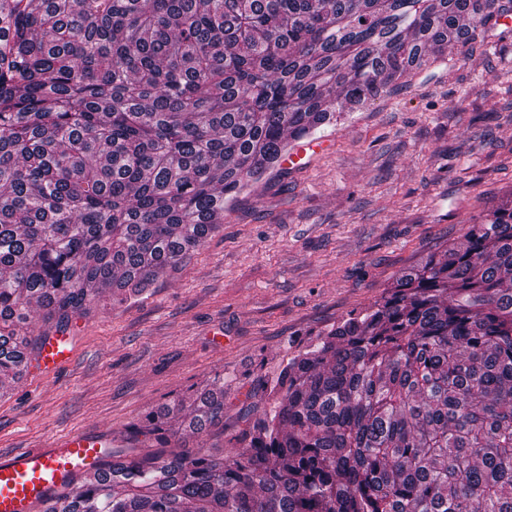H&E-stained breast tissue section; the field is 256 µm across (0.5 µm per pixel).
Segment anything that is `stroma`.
Returning a JSON list of instances; mask_svg holds the SVG:
<instances>
[{
	"instance_id": "obj_1",
	"label": "stroma",
	"mask_w": 512,
	"mask_h": 512,
	"mask_svg": "<svg viewBox=\"0 0 512 512\" xmlns=\"http://www.w3.org/2000/svg\"><path fill=\"white\" fill-rule=\"evenodd\" d=\"M311 139L304 168L253 184L152 294L73 317L68 363L5 383L0 456L81 431L111 435L120 458L146 448L131 426L164 404L173 450L228 446L260 400L248 371L277 372L512 192V29L449 46ZM218 372L224 422L201 438L185 423Z\"/></svg>"
}]
</instances>
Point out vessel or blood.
<instances>
[{
    "label": "vessel or blood",
    "mask_w": 512,
    "mask_h": 512,
    "mask_svg": "<svg viewBox=\"0 0 512 512\" xmlns=\"http://www.w3.org/2000/svg\"><path fill=\"white\" fill-rule=\"evenodd\" d=\"M70 354L67 338L46 337L37 367L56 370ZM111 453L110 439L71 432L48 447L0 458V512H35L47 499L74 489L80 475L99 471Z\"/></svg>",
    "instance_id": "b4317fda"
}]
</instances>
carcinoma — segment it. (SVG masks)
Returning <instances> with one entry per match:
<instances>
[{
	"label": "carcinoma",
	"instance_id": "obj_1",
	"mask_svg": "<svg viewBox=\"0 0 512 512\" xmlns=\"http://www.w3.org/2000/svg\"><path fill=\"white\" fill-rule=\"evenodd\" d=\"M512 0H0V378L195 254L295 142ZM262 380L235 446L135 451L44 512H512V199ZM191 426L224 421V382Z\"/></svg>",
	"mask_w": 512,
	"mask_h": 512
}]
</instances>
